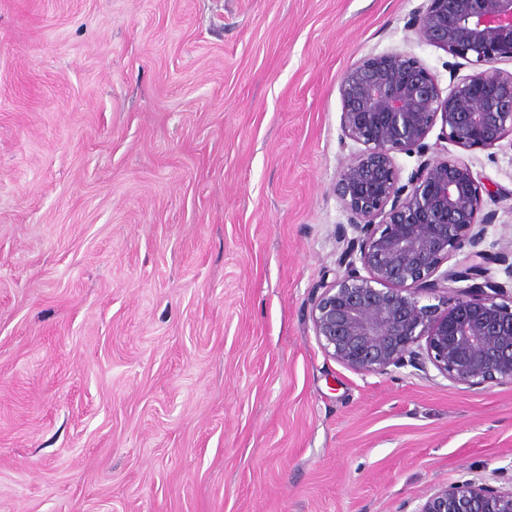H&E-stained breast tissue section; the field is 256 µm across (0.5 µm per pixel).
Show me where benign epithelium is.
Masks as SVG:
<instances>
[{"mask_svg": "<svg viewBox=\"0 0 512 512\" xmlns=\"http://www.w3.org/2000/svg\"><path fill=\"white\" fill-rule=\"evenodd\" d=\"M409 27L456 66L448 94L416 56H369L343 74L342 140L362 146L336 178L348 213L334 279L319 287L309 319L326 356L360 375L432 366L466 389L512 384V248H482L495 192L465 161L430 154L429 134L463 148H490L512 135V0H424ZM419 157L401 182L397 155ZM353 236H348L347 229ZM414 512H512V486L471 480L437 488Z\"/></svg>", "mask_w": 512, "mask_h": 512, "instance_id": "1", "label": "benign epithelium"}]
</instances>
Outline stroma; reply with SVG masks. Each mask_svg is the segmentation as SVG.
Segmentation results:
<instances>
[{"instance_id":"1","label":"stroma","mask_w":512,"mask_h":512,"mask_svg":"<svg viewBox=\"0 0 512 512\" xmlns=\"http://www.w3.org/2000/svg\"><path fill=\"white\" fill-rule=\"evenodd\" d=\"M423 0H0V512H414L512 485V385L362 376L309 320L340 78ZM512 191V142L449 146Z\"/></svg>"}]
</instances>
